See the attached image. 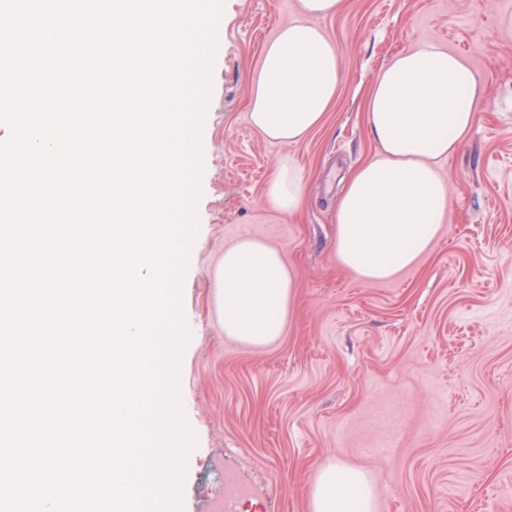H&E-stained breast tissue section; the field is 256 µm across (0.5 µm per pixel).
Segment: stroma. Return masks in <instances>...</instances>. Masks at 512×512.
<instances>
[{"label":"stroma","mask_w":512,"mask_h":512,"mask_svg":"<svg viewBox=\"0 0 512 512\" xmlns=\"http://www.w3.org/2000/svg\"><path fill=\"white\" fill-rule=\"evenodd\" d=\"M298 0H224L201 133L198 232L181 289L190 333L180 400L195 445L182 512H209L234 471L233 512H310L311 480L336 463L372 482L375 512H512V0H344L319 25L342 80L297 144L248 119L252 71ZM429 40L468 58L485 85L469 140L436 166L448 220L431 252L365 283L335 248L339 177L373 160L365 101L391 56ZM304 178L301 210L266 189L281 160ZM255 237L285 257L295 311L252 347L224 335L212 269Z\"/></svg>","instance_id":"stroma-1"}]
</instances>
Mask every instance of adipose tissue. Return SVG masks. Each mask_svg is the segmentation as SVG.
Listing matches in <instances>:
<instances>
[{"mask_svg":"<svg viewBox=\"0 0 512 512\" xmlns=\"http://www.w3.org/2000/svg\"><path fill=\"white\" fill-rule=\"evenodd\" d=\"M343 0H299L298 19L263 49L252 79L249 118L267 139L297 143L322 121L341 81L339 49L319 19ZM485 97L462 56L422 41L393 56L366 102L377 157L342 179L336 254L366 283L393 279L426 255L448 213L446 184L434 166L467 141ZM271 205L293 214L302 177L281 161L267 187ZM214 301L226 337L260 346L280 336L294 309V277L280 251L257 238L224 249L213 275ZM370 482L338 464L322 468L310 489V512H374Z\"/></svg>","mask_w":512,"mask_h":512,"instance_id":"adipose-tissue-1","label":"adipose tissue"}]
</instances>
